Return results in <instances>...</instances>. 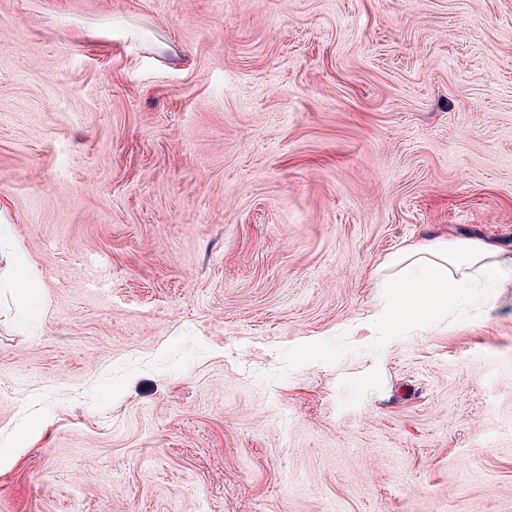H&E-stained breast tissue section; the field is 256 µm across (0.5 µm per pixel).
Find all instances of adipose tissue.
Returning a JSON list of instances; mask_svg holds the SVG:
<instances>
[{
  "instance_id": "1",
  "label": "adipose tissue",
  "mask_w": 512,
  "mask_h": 512,
  "mask_svg": "<svg viewBox=\"0 0 512 512\" xmlns=\"http://www.w3.org/2000/svg\"><path fill=\"white\" fill-rule=\"evenodd\" d=\"M512 281V252L474 239L439 238L407 245L371 275L373 307L387 335L428 327L475 289Z\"/></svg>"
}]
</instances>
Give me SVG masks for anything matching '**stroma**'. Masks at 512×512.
I'll use <instances>...</instances> for the list:
<instances>
[{"label":"stroma","instance_id":"35a3bbf8","mask_svg":"<svg viewBox=\"0 0 512 512\" xmlns=\"http://www.w3.org/2000/svg\"><path fill=\"white\" fill-rule=\"evenodd\" d=\"M0 512H512V0H0ZM512 281V252L474 238L412 243L389 255L371 275L373 307L387 336L428 327L470 300L475 288ZM14 252L9 272L3 277L0 275V288H11L25 307L36 310L40 305V297L31 284L33 279L24 261V252L19 245L15 246Z\"/></svg>","mask_w":512,"mask_h":512}]
</instances>
